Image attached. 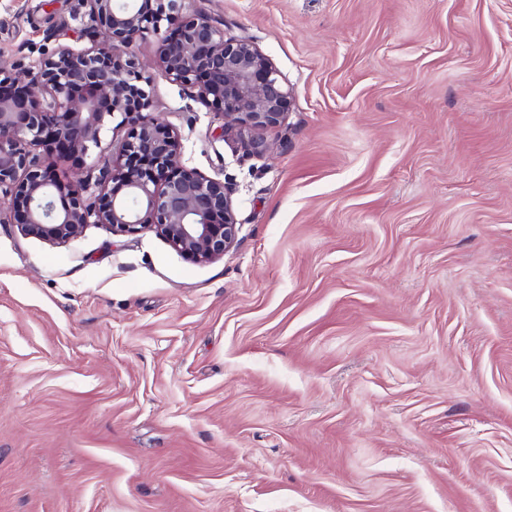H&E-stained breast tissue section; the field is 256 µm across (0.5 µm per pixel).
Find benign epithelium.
I'll use <instances>...</instances> for the list:
<instances>
[{"instance_id": "7a95c632", "label": "benign epithelium", "mask_w": 512, "mask_h": 512, "mask_svg": "<svg viewBox=\"0 0 512 512\" xmlns=\"http://www.w3.org/2000/svg\"><path fill=\"white\" fill-rule=\"evenodd\" d=\"M87 2L110 43L63 46L25 79L0 78V193L27 232L52 244L79 237L94 222L120 233L153 230L198 262L223 256L240 228L230 190L180 163L177 132L148 113L154 102L144 78L112 41L128 46L148 30L167 31L159 59L168 79L198 89L224 113V128L252 149L262 146L259 131L281 123L290 88L257 46L187 15L185 0ZM117 115L129 132L108 176L124 194L98 183L93 207L84 200L90 184L59 179L31 147L86 156L101 148Z\"/></svg>"}]
</instances>
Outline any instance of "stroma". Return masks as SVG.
<instances>
[{
	"mask_svg": "<svg viewBox=\"0 0 512 512\" xmlns=\"http://www.w3.org/2000/svg\"><path fill=\"white\" fill-rule=\"evenodd\" d=\"M293 95L246 149L127 52L240 232L62 245L0 196V512H512V0H186ZM0 0V70L104 42Z\"/></svg>",
	"mask_w": 512,
	"mask_h": 512,
	"instance_id": "obj_1",
	"label": "stroma"
}]
</instances>
